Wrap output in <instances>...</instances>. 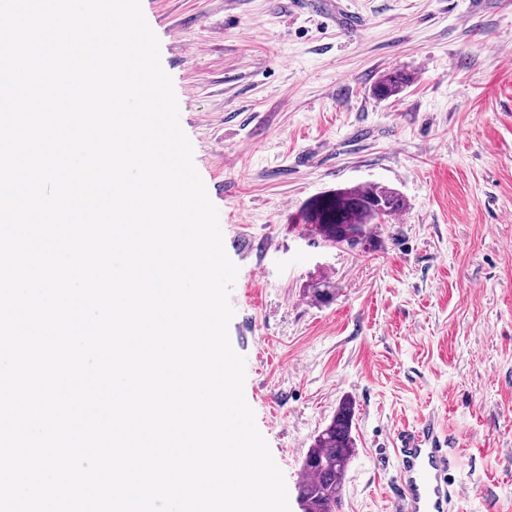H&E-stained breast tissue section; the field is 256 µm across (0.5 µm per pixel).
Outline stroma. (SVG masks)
<instances>
[{
	"label": "stroma",
	"mask_w": 512,
	"mask_h": 512,
	"mask_svg": "<svg viewBox=\"0 0 512 512\" xmlns=\"http://www.w3.org/2000/svg\"><path fill=\"white\" fill-rule=\"evenodd\" d=\"M141 0L238 268L244 396L290 512L352 401L340 512H393L394 434L435 423L461 512H512V0ZM414 81L380 100L386 71ZM381 183L404 210L356 248L303 221ZM330 281L334 301L314 304Z\"/></svg>",
	"instance_id": "1"
}]
</instances>
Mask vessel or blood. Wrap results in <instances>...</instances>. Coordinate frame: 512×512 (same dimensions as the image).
I'll use <instances>...</instances> for the list:
<instances>
[{
	"instance_id": "1",
	"label": "vessel or blood",
	"mask_w": 512,
	"mask_h": 512,
	"mask_svg": "<svg viewBox=\"0 0 512 512\" xmlns=\"http://www.w3.org/2000/svg\"><path fill=\"white\" fill-rule=\"evenodd\" d=\"M394 453L399 461L395 512H448L451 502L464 496L452 473L454 457L436 442L433 422H425L420 432L397 433Z\"/></svg>"
}]
</instances>
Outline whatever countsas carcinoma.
I'll use <instances>...</instances> for the list:
<instances>
[{
  "instance_id": "carcinoma-1",
  "label": "carcinoma",
  "mask_w": 512,
  "mask_h": 512,
  "mask_svg": "<svg viewBox=\"0 0 512 512\" xmlns=\"http://www.w3.org/2000/svg\"><path fill=\"white\" fill-rule=\"evenodd\" d=\"M413 82V76L398 70L382 75L373 87L380 99L396 97ZM405 200L396 189L379 184L339 189L317 198L308 209L306 219L320 226L327 240L350 247L368 240L367 225L401 212ZM352 404L342 403L336 416L321 430L302 464L308 477L297 489L303 512H336L341 503L343 481L356 448L351 435Z\"/></svg>"
}]
</instances>
